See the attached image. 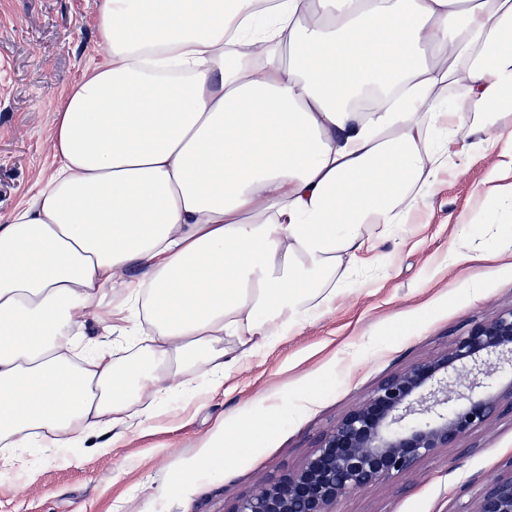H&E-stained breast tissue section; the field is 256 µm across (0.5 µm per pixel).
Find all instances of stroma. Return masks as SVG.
Masks as SVG:
<instances>
[{
	"label": "stroma",
	"instance_id": "stroma-1",
	"mask_svg": "<svg viewBox=\"0 0 512 512\" xmlns=\"http://www.w3.org/2000/svg\"><path fill=\"white\" fill-rule=\"evenodd\" d=\"M98 0H0V224L55 166L54 117L97 56ZM496 165L470 154L429 191L412 224L381 242L362 273L315 321L245 356L216 392L179 395L98 451L34 455L30 471L0 467V512H234L262 482L297 466L318 438L387 377L440 354L472 324L512 307V266L452 265L463 221L483 211L478 241L512 233V201L476 194ZM479 280L472 290L471 280ZM259 436L245 434L254 418ZM239 453L223 472L200 450L215 422ZM414 474L353 491L341 512H471L484 486L512 461V416L476 430ZM205 471L194 481L185 470Z\"/></svg>",
	"mask_w": 512,
	"mask_h": 512
}]
</instances>
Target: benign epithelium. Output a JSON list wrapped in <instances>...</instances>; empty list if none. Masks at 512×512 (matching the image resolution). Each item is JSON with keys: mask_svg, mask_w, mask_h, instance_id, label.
<instances>
[{"mask_svg": "<svg viewBox=\"0 0 512 512\" xmlns=\"http://www.w3.org/2000/svg\"><path fill=\"white\" fill-rule=\"evenodd\" d=\"M497 372H512V308L382 381L320 436L298 468L242 497L234 512H339L353 490L406 474L512 411V379L498 386ZM471 512H512V462Z\"/></svg>", "mask_w": 512, "mask_h": 512, "instance_id": "benign-epithelium-1", "label": "benign epithelium"}]
</instances>
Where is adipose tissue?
<instances>
[{
    "label": "adipose tissue",
    "instance_id": "obj_1",
    "mask_svg": "<svg viewBox=\"0 0 512 512\" xmlns=\"http://www.w3.org/2000/svg\"><path fill=\"white\" fill-rule=\"evenodd\" d=\"M97 27L0 224L2 465L223 387L225 339L320 316L449 157L496 154L481 195L512 199V0H99Z\"/></svg>",
    "mask_w": 512,
    "mask_h": 512
}]
</instances>
